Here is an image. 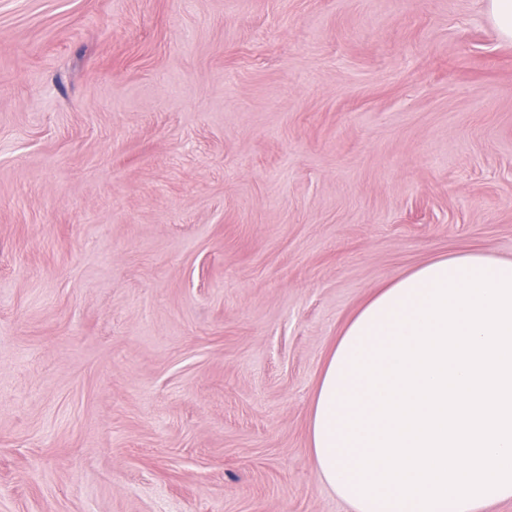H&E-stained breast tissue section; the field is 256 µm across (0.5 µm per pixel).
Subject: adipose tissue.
Returning a JSON list of instances; mask_svg holds the SVG:
<instances>
[{"mask_svg":"<svg viewBox=\"0 0 512 512\" xmlns=\"http://www.w3.org/2000/svg\"><path fill=\"white\" fill-rule=\"evenodd\" d=\"M352 512H485L512 500V260L434 258L343 326L308 421Z\"/></svg>","mask_w":512,"mask_h":512,"instance_id":"ef3b65f1","label":"adipose tissue"}]
</instances>
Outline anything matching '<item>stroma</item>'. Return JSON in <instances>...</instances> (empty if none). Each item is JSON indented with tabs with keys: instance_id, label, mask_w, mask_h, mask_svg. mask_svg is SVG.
<instances>
[{
	"instance_id": "obj_1",
	"label": "stroma",
	"mask_w": 512,
	"mask_h": 512,
	"mask_svg": "<svg viewBox=\"0 0 512 512\" xmlns=\"http://www.w3.org/2000/svg\"><path fill=\"white\" fill-rule=\"evenodd\" d=\"M459 250L512 259L484 0H0V512H350L326 357Z\"/></svg>"
}]
</instances>
